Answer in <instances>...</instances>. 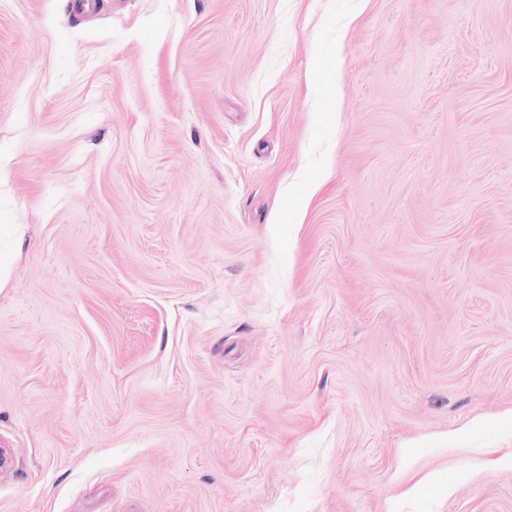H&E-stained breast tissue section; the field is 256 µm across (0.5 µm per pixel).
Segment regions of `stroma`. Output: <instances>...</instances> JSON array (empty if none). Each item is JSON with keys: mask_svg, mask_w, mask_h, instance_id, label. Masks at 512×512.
<instances>
[{"mask_svg": "<svg viewBox=\"0 0 512 512\" xmlns=\"http://www.w3.org/2000/svg\"><path fill=\"white\" fill-rule=\"evenodd\" d=\"M0 0V512H512V0Z\"/></svg>", "mask_w": 512, "mask_h": 512, "instance_id": "35a3bbf8", "label": "stroma"}]
</instances>
